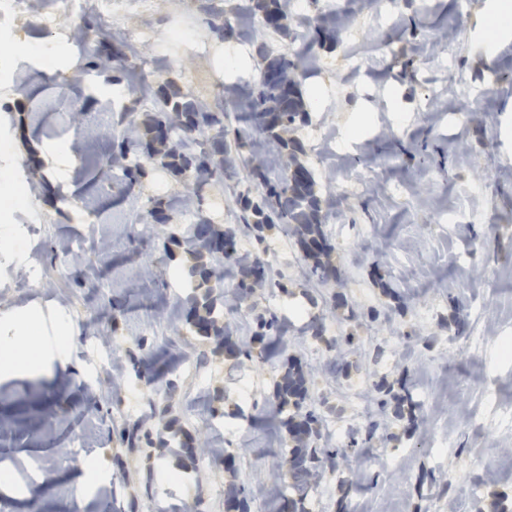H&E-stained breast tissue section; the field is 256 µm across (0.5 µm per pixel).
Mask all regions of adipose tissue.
I'll return each mask as SVG.
<instances>
[{"instance_id": "1", "label": "adipose tissue", "mask_w": 512, "mask_h": 512, "mask_svg": "<svg viewBox=\"0 0 512 512\" xmlns=\"http://www.w3.org/2000/svg\"><path fill=\"white\" fill-rule=\"evenodd\" d=\"M70 343V329L65 325L48 340L39 336L33 324L15 327L0 336V373L10 375L35 370L49 356L65 354Z\"/></svg>"}]
</instances>
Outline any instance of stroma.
<instances>
[{"instance_id": "stroma-1", "label": "stroma", "mask_w": 512, "mask_h": 512, "mask_svg": "<svg viewBox=\"0 0 512 512\" xmlns=\"http://www.w3.org/2000/svg\"><path fill=\"white\" fill-rule=\"evenodd\" d=\"M308 0L312 25L336 29L335 41L306 46L267 31L251 13H227L238 33L221 40L200 0H123L112 28L86 16L85 40L68 15L53 21L23 11L0 15V173L35 196L25 206L0 203V228L26 239L23 256L0 247V330L37 325L51 336L69 324L73 344L42 375H0V512H225L224 486L244 484L251 512H278L269 485L282 482L287 452L280 418L264 399L283 356L311 371L323 431L379 418L374 381L402 382L424 424L392 426L389 442L327 471L311 493L310 512H488L512 507V30L488 48L483 27L498 0ZM183 28L194 42L174 36ZM37 40L57 47L54 68ZM276 52L314 58L303 87L317 91L305 161L322 194V220L336 240L338 280L312 286L290 237L272 231L262 247L249 237L287 292L267 291L243 309L219 314L240 339L253 317L277 310L290 322L287 342L271 341L263 357L225 359L195 335L182 314L189 262L175 238L187 235L194 210L175 200L188 178L146 163L137 196L119 193L121 170L105 164L121 145V117L154 111L156 98L137 88L145 69L204 105L222 100L226 142L235 160L224 183L202 191L212 224H238L239 194L254 191L249 161L261 135L243 115L259 75L255 41ZM126 90L125 98L113 96ZM71 148L59 154V145ZM169 223L153 221L154 200ZM43 280L21 283L19 264ZM381 283H374V275ZM399 295L391 300L384 293ZM344 294L350 310L332 306ZM463 308L469 330L450 323ZM380 317L371 322L369 310ZM321 316L327 339L355 332L359 345L327 350L301 330L303 314ZM350 362L336 377L333 357ZM151 368L163 380L145 384ZM176 392H168L167 381ZM368 389V411L353 415L337 386ZM168 418L141 420L146 402ZM236 457L235 471L200 454L173 455L120 442L141 421L151 437H169L168 419ZM95 464L83 478L80 464Z\"/></svg>"}]
</instances>
